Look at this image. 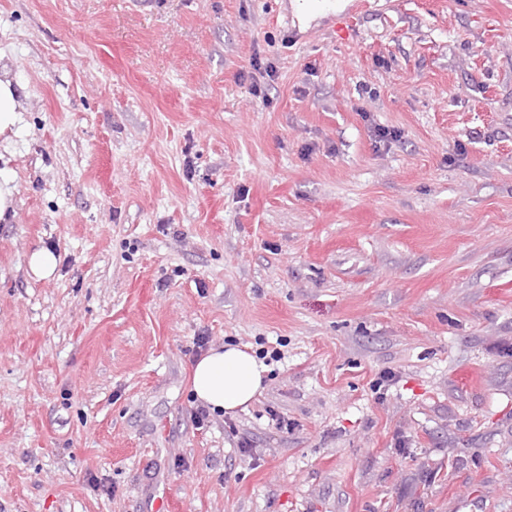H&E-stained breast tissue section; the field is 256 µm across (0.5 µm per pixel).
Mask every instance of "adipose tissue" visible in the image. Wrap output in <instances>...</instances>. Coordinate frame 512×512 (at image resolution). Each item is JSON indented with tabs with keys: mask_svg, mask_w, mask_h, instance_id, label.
Returning a JSON list of instances; mask_svg holds the SVG:
<instances>
[{
	"mask_svg": "<svg viewBox=\"0 0 512 512\" xmlns=\"http://www.w3.org/2000/svg\"><path fill=\"white\" fill-rule=\"evenodd\" d=\"M268 368L254 354L227 345L193 364L192 388L198 400L227 413L246 408L264 388Z\"/></svg>",
	"mask_w": 512,
	"mask_h": 512,
	"instance_id": "obj_1",
	"label": "adipose tissue"
}]
</instances>
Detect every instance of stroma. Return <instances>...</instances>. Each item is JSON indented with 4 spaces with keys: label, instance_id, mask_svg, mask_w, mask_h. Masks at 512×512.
I'll use <instances>...</instances> for the list:
<instances>
[{
    "label": "stroma",
    "instance_id": "obj_1",
    "mask_svg": "<svg viewBox=\"0 0 512 512\" xmlns=\"http://www.w3.org/2000/svg\"><path fill=\"white\" fill-rule=\"evenodd\" d=\"M292 3L0 0V512H512V0ZM20 101L12 81L0 78V135L12 132L20 121ZM57 265V257L44 248L34 250L28 258L29 273L38 280L51 279L56 272ZM267 365L243 348L211 349L193 364L192 388L211 410L233 413L246 409L264 389Z\"/></svg>",
    "mask_w": 512,
    "mask_h": 512
}]
</instances>
